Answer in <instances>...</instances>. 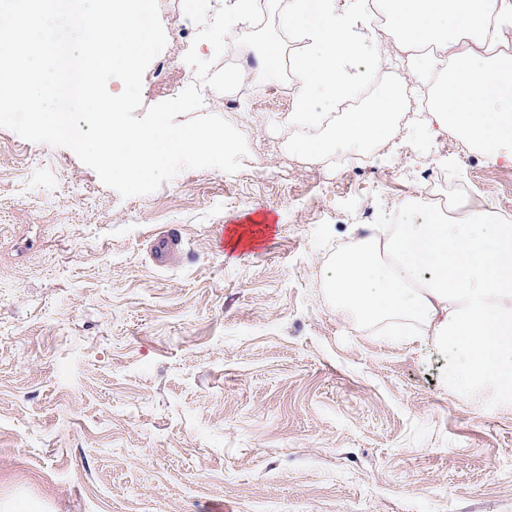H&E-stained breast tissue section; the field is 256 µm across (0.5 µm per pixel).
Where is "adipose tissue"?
I'll list each match as a JSON object with an SVG mask.
<instances>
[{"mask_svg":"<svg viewBox=\"0 0 512 512\" xmlns=\"http://www.w3.org/2000/svg\"><path fill=\"white\" fill-rule=\"evenodd\" d=\"M371 3L387 17L392 51H416L412 74L425 79L436 67L420 47L445 54L429 124L512 163V0H290L288 27L301 46L294 119L315 121L314 98L335 103L387 65L367 23ZM402 110L398 84H387L325 139L298 148L346 162L388 136ZM351 234L358 250L337 256L327 274L337 314L409 322L434 349L460 355L448 382L456 395L512 402V220L463 196L420 223L355 224Z\"/></svg>","mask_w":512,"mask_h":512,"instance_id":"ef3b65f1","label":"adipose tissue"}]
</instances>
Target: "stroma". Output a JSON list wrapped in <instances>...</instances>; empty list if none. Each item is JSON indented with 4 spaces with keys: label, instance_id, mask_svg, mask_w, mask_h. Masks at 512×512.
I'll return each mask as SVG.
<instances>
[{
    "label": "stroma",
    "instance_id": "1",
    "mask_svg": "<svg viewBox=\"0 0 512 512\" xmlns=\"http://www.w3.org/2000/svg\"><path fill=\"white\" fill-rule=\"evenodd\" d=\"M224 2L161 0L142 102L191 71L204 112L250 139L235 179L187 169L125 198L0 127V512H512V406L452 396V352L337 316L326 284L351 225L383 223L439 156L438 193L510 214L512 165L411 113L354 171L298 152L326 130L268 87L225 111L264 37L284 63L300 46L289 0L225 34ZM253 212L275 221L230 249ZM162 234L181 241L169 267Z\"/></svg>",
    "mask_w": 512,
    "mask_h": 512
}]
</instances>
